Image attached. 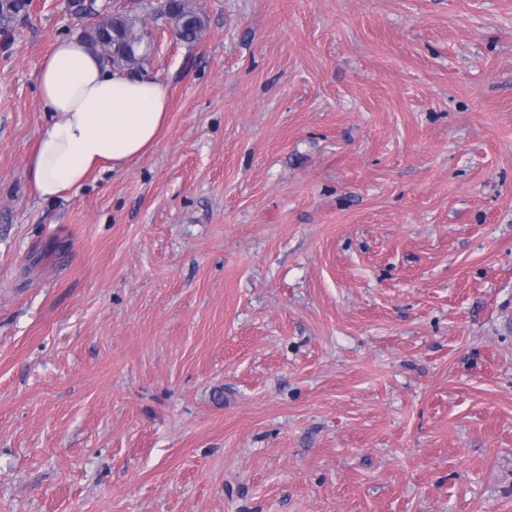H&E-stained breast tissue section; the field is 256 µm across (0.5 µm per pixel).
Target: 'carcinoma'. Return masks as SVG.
<instances>
[{
    "label": "carcinoma",
    "mask_w": 512,
    "mask_h": 512,
    "mask_svg": "<svg viewBox=\"0 0 512 512\" xmlns=\"http://www.w3.org/2000/svg\"><path fill=\"white\" fill-rule=\"evenodd\" d=\"M72 5L76 12L92 19L89 44L109 63L131 67L146 59L147 53L141 50V45L147 28L131 16L121 12L103 14L95 0H72ZM27 11L26 0H0V33H11L23 22ZM155 16L171 20L176 37L187 42L196 40L205 25L189 0H164Z\"/></svg>",
    "instance_id": "carcinoma-1"
}]
</instances>
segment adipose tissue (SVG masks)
Instances as JSON below:
<instances>
[{
    "mask_svg": "<svg viewBox=\"0 0 512 512\" xmlns=\"http://www.w3.org/2000/svg\"><path fill=\"white\" fill-rule=\"evenodd\" d=\"M37 82L50 118L39 130L25 176L43 200L76 192L92 171L125 169L157 145L167 122L165 85L110 67L75 37L54 44Z\"/></svg>",
    "mask_w": 512,
    "mask_h": 512,
    "instance_id": "adipose-tissue-1",
    "label": "adipose tissue"
}]
</instances>
